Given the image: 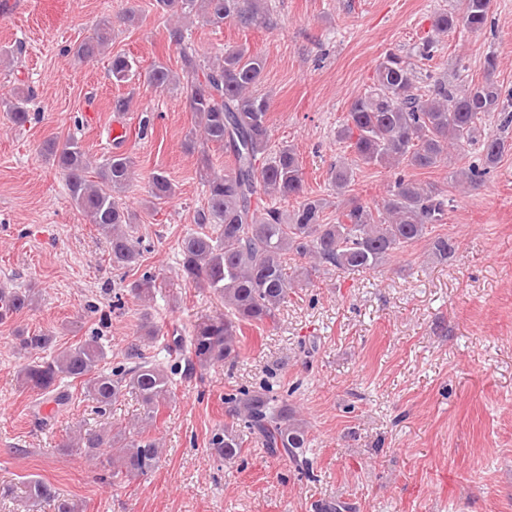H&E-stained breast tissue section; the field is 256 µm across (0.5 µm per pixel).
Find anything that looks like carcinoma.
Returning <instances> with one entry per match:
<instances>
[{
	"label": "carcinoma",
	"instance_id": "carcinoma-1",
	"mask_svg": "<svg viewBox=\"0 0 512 512\" xmlns=\"http://www.w3.org/2000/svg\"><path fill=\"white\" fill-rule=\"evenodd\" d=\"M463 10L443 9L432 18L436 37L416 46L421 61L432 60L438 36L462 27L470 32L486 28L490 0H463ZM157 6L171 17L202 16L212 24L230 21L245 27L269 24L271 0H157ZM112 22L100 19L94 34L74 48L73 55L93 61L111 41ZM172 39L181 46V73H174L158 62L141 72L134 58L117 54L110 58L109 76L115 83L141 78L162 90L182 88L189 111L195 116L199 137L185 140L193 153L197 141L218 145L230 153L231 166L218 174L205 151H200L198 169L204 186V203L195 210L196 230L178 242V270L181 277L198 288H212L224 298V314L193 325L190 334L170 337L167 348L178 353L188 349L184 364L165 370L152 363L145 351L135 345L126 353L130 365L107 372V357L98 338L91 337L27 363L19 371L20 387L56 402L66 399L58 391L66 378L83 383L84 393L104 411L124 390L137 394L144 416L123 432L124 444L107 457L111 477L143 476L153 472L161 459L159 442L145 436L143 424L154 421L160 405L172 393L173 376L183 372L192 377L217 363L236 358L239 334L244 325L278 323L294 278L286 271L288 255L308 256L315 263L329 264L342 271L375 270L396 251L427 237L436 224L448 219L454 199L432 185L425 186L402 170L436 167L450 150L474 151L478 163L456 172V181L475 187L492 172L505 150L501 137H478L477 124L497 116L505 130L512 126V92L502 90L493 79L498 63L493 54L485 57V80L467 81L466 67L456 74L457 83L446 77L422 73L417 66L395 51L385 53L376 66L373 81L350 102L344 122L336 131L338 140L354 156V161L396 170L382 206L376 210L351 201L326 216L328 201L308 195L302 165L295 149L285 145L269 152L270 103L255 93L265 62L244 48H229L224 55L203 62L197 52L183 45L180 27L171 29ZM428 80L427 91L419 83ZM28 96L15 93L5 103L13 124L30 121ZM41 152L52 159L65 179L74 205L108 239L112 267L122 270L139 265L142 240L131 234L135 213L121 202L132 179L133 161L122 154L94 166L79 139L64 142L48 139ZM96 169L95 178L87 176ZM353 181V168L339 163L330 183L341 196ZM175 188L167 175L155 171L149 180V203L157 205L170 198ZM294 199L291 213L278 207ZM431 254L446 262L455 254V243L445 237L431 240ZM158 275L144 272L130 284L129 292L141 301L153 299ZM31 293L0 289V321L30 306ZM52 342L43 333H20L17 350L31 354L44 351ZM232 422L217 428L209 440L214 454L226 461L237 458L244 438H259L273 455H284L299 462L300 450L307 447L305 427L299 422L288 399L261 391H242L224 397ZM70 444L90 456L112 447V439L99 433H77ZM26 498L31 507L54 502L55 512H78V505L40 480L26 482Z\"/></svg>",
	"mask_w": 512,
	"mask_h": 512
}]
</instances>
